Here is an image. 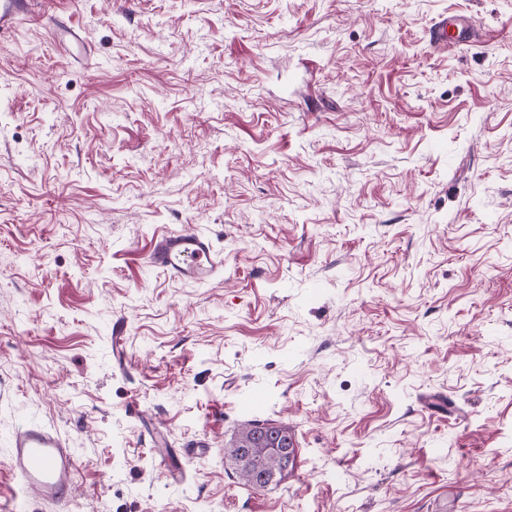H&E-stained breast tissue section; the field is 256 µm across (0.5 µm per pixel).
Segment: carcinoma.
Listing matches in <instances>:
<instances>
[{"label":"carcinoma","mask_w":512,"mask_h":512,"mask_svg":"<svg viewBox=\"0 0 512 512\" xmlns=\"http://www.w3.org/2000/svg\"><path fill=\"white\" fill-rule=\"evenodd\" d=\"M281 434L292 438L290 427L285 423L250 421L242 425L231 443L224 448V457L229 459L249 486L257 490L277 486L296 464L294 456L282 459L265 452Z\"/></svg>","instance_id":"1"}]
</instances>
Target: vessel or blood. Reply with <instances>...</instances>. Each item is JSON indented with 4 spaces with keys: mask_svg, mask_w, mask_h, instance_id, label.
Wrapping results in <instances>:
<instances>
[{
    "mask_svg": "<svg viewBox=\"0 0 512 512\" xmlns=\"http://www.w3.org/2000/svg\"><path fill=\"white\" fill-rule=\"evenodd\" d=\"M35 4L36 0H0V39L10 34ZM475 29L468 18L445 15L433 25L430 43L439 48ZM51 38L72 59H81L86 50L87 39L80 29L56 24ZM148 258L150 264L186 281L206 283L224 269V259L209 237L189 229L155 236ZM6 466L22 486L46 499L63 505L71 496L75 451L56 429L34 422L15 428L9 436Z\"/></svg>",
    "mask_w": 512,
    "mask_h": 512,
    "instance_id": "vessel-or-blood-1",
    "label": "vessel or blood"
}]
</instances>
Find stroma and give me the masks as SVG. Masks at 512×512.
<instances>
[{
  "label": "stroma",
  "mask_w": 512,
  "mask_h": 512,
  "mask_svg": "<svg viewBox=\"0 0 512 512\" xmlns=\"http://www.w3.org/2000/svg\"><path fill=\"white\" fill-rule=\"evenodd\" d=\"M444 14L473 17L478 45L432 48ZM52 18L85 28L88 65ZM180 228L221 275L149 263ZM251 420L297 442L265 491L224 457ZM30 422L76 450L67 505L7 471ZM1 504L512 512V0L23 17L0 42Z\"/></svg>",
  "instance_id": "1"
}]
</instances>
